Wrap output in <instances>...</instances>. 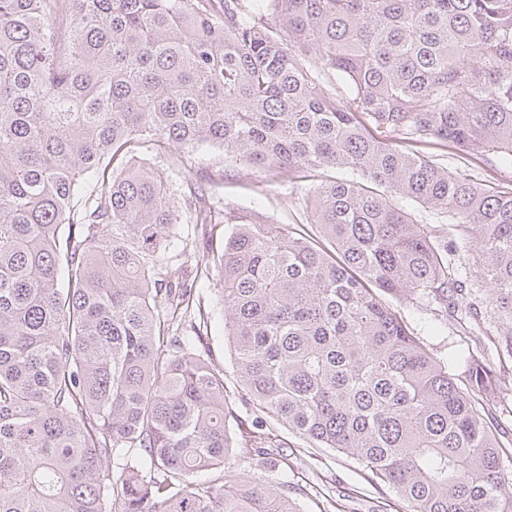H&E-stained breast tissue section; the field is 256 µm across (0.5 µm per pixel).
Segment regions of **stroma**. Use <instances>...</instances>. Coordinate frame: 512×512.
Listing matches in <instances>:
<instances>
[{
  "mask_svg": "<svg viewBox=\"0 0 512 512\" xmlns=\"http://www.w3.org/2000/svg\"><path fill=\"white\" fill-rule=\"evenodd\" d=\"M421 153L438 159L445 166L467 165L478 180L490 183L512 181V169H490L477 152L460 154L453 146L421 143ZM148 163L168 176L174 186L193 182L204 190L209 201L221 202L232 213L255 217L268 224L299 222L313 188L312 182L295 181L272 175L266 168L247 166L219 146H205L194 154L189 167L175 164L166 153L147 154ZM221 287L212 280L203 289L202 304L211 316L208 346L212 362L224 368V386L238 415L239 431L252 428L253 407L240 386L228 341L224 335V319L215 306ZM389 305L404 319L434 357L447 362L449 374L459 386L467 384L470 354L475 351L473 337L464 334L455 323L443 324L431 313L412 303L392 297ZM480 410L492 432L503 445L502 462L512 473V392L484 400ZM284 448L288 483L293 486L302 512H409L387 485L377 482L371 472L346 455L315 447L312 442L278 427Z\"/></svg>",
  "mask_w": 512,
  "mask_h": 512,
  "instance_id": "35a3bbf8",
  "label": "stroma"
}]
</instances>
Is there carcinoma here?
<instances>
[{
  "label": "carcinoma",
  "mask_w": 512,
  "mask_h": 512,
  "mask_svg": "<svg viewBox=\"0 0 512 512\" xmlns=\"http://www.w3.org/2000/svg\"><path fill=\"white\" fill-rule=\"evenodd\" d=\"M425 139L512 166V0H0V512H299L270 421L412 512H512L478 408L507 385L474 359L464 392L385 301L512 361V189L407 148ZM203 145L319 177L315 232L143 158ZM223 221L178 276L176 226ZM215 275L257 413L240 454L204 346Z\"/></svg>",
  "instance_id": "carcinoma-1"
}]
</instances>
